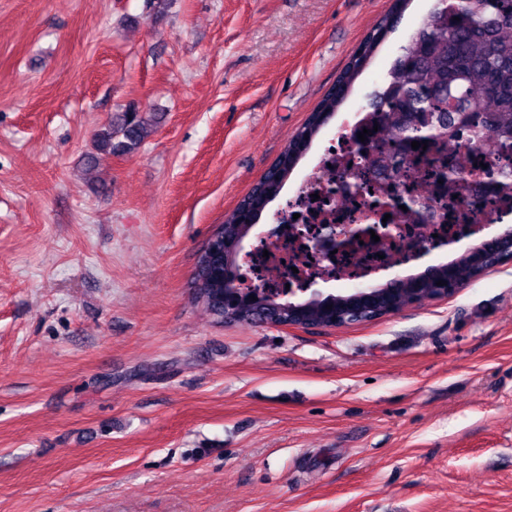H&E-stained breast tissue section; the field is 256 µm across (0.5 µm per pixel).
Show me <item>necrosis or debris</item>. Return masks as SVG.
Masks as SVG:
<instances>
[{
  "label": "necrosis or debris",
  "mask_w": 512,
  "mask_h": 512,
  "mask_svg": "<svg viewBox=\"0 0 512 512\" xmlns=\"http://www.w3.org/2000/svg\"><path fill=\"white\" fill-rule=\"evenodd\" d=\"M490 122V113H471L462 130L427 149L401 154L375 130L372 111L351 110L280 208L278 220L255 240L248 281L271 288H294L308 280L359 287L471 238L474 229L512 222V200L492 192L494 185L512 184V152L501 149L488 130ZM362 131L367 134L363 141L358 138ZM452 164L467 174L469 189L461 198L442 181ZM341 179L351 183L348 193L336 192ZM409 199L426 211V223L401 209ZM383 210L389 214L385 222L379 218ZM327 224L341 230L371 226L376 237L326 257L312 249L311 241Z\"/></svg>",
  "instance_id": "4bbe7bcc"
}]
</instances>
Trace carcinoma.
Returning a JSON list of instances; mask_svg holds the SVG:
<instances>
[{
  "mask_svg": "<svg viewBox=\"0 0 512 512\" xmlns=\"http://www.w3.org/2000/svg\"><path fill=\"white\" fill-rule=\"evenodd\" d=\"M410 2L392 0L389 14L365 37L337 84L297 130L270 171L218 225L216 251L198 255L196 266L206 271L207 278L196 299L214 313H224V289L236 288L240 294L235 309L238 322L271 320L293 306L300 308L310 322L328 320L326 306L336 305L334 296L312 295L294 302L286 293L240 287L241 243L250 234V229L241 224L240 211L261 196L251 214V222L257 223ZM391 75L397 77V88L387 96L376 97V107L383 113V124L395 130L397 146H402L403 137L415 130L407 125L412 113L429 117L440 137L451 128L467 126L469 113L487 107L495 112V134L507 136L502 146L512 149V0H447V6L432 12L431 22L395 61ZM146 134V118L138 108L129 107L96 131L94 149L98 153H130L141 145Z\"/></svg>",
  "mask_w": 512,
  "mask_h": 512,
  "instance_id": "obj_1",
  "label": "carcinoma"
}]
</instances>
